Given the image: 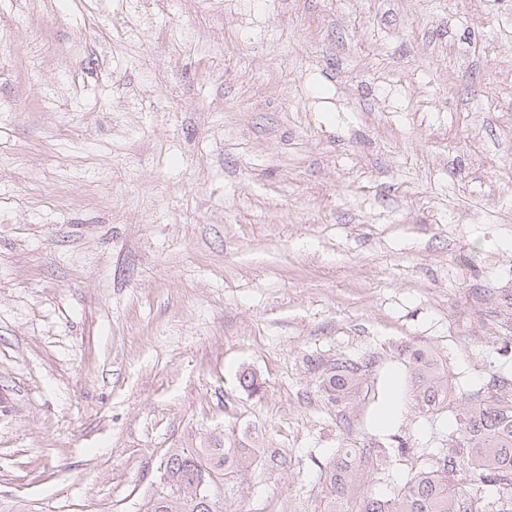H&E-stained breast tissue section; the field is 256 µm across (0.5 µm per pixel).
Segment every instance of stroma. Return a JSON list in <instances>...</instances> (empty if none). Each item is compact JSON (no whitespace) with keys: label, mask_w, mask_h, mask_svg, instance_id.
<instances>
[{"label":"stroma","mask_w":512,"mask_h":512,"mask_svg":"<svg viewBox=\"0 0 512 512\" xmlns=\"http://www.w3.org/2000/svg\"><path fill=\"white\" fill-rule=\"evenodd\" d=\"M502 363L512 0H0V504L147 512L232 429L287 464L224 512H319L338 445L406 441L402 478ZM408 362L414 380L415 405L421 413L433 414L448 401L450 389L448 373L430 351L414 349L408 353ZM311 370L317 373L321 395L338 408L343 422H348L346 409L362 392L367 380L370 359L365 357H342L310 360Z\"/></svg>","instance_id":"1"}]
</instances>
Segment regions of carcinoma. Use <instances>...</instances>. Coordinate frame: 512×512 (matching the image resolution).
Masks as SVG:
<instances>
[{
  "label": "carcinoma",
  "mask_w": 512,
  "mask_h": 512,
  "mask_svg": "<svg viewBox=\"0 0 512 512\" xmlns=\"http://www.w3.org/2000/svg\"><path fill=\"white\" fill-rule=\"evenodd\" d=\"M415 405L429 414L448 401V373L437 357L423 349L408 355ZM321 395L347 419L346 409L362 392L370 360L365 357L316 358ZM491 391L465 397L448 421V448H428L424 465L397 481L384 495L366 486L365 470L381 449L339 446L323 470L320 512H512V390L496 368ZM264 448H247L235 432L212 436L200 448H175L166 460L160 483L168 497H154L147 512H218L213 492L245 478Z\"/></svg>",
  "instance_id": "carcinoma-1"
}]
</instances>
